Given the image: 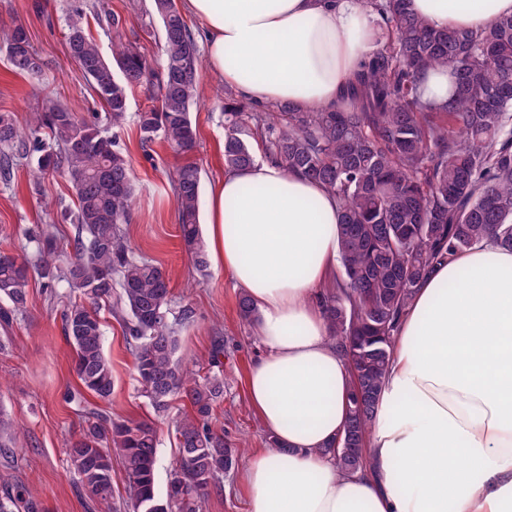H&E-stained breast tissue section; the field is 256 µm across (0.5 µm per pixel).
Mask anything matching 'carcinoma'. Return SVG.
<instances>
[{"label":"carcinoma","mask_w":512,"mask_h":512,"mask_svg":"<svg viewBox=\"0 0 512 512\" xmlns=\"http://www.w3.org/2000/svg\"><path fill=\"white\" fill-rule=\"evenodd\" d=\"M379 17L384 40L370 55L348 94L352 105L307 112L272 105L251 112L224 105V167L250 165L243 138L250 122L265 132L267 155L286 169L320 182L340 203V274L319 296L331 341L355 383L349 396L347 448H327L337 469L354 473L370 463L366 448L378 400L394 354L397 331L413 295L435 269L482 242L512 250V15L480 30L435 27L415 14L410 0H364ZM145 16L158 19L164 62L155 67L136 43L123 40L121 18L113 30L112 56L103 55L86 30L83 5L67 19L71 59L104 105L89 120L48 99L27 130L0 112V180L13 177V158L31 161L36 179L59 172L74 190L75 210L60 218L75 225L66 267L55 266L49 227L28 234L40 257L45 286H63L82 301L67 305L63 331L75 352L82 386L105 399L112 366L104 351L100 310L119 289L142 396L155 415L173 398L190 410L177 421V457L167 494L156 490L157 426L153 418L89 412L68 454L84 494L99 512H112L113 461L127 478V512H202L204 496L220 487L238 463L239 449L213 423L224 399V377L205 380L178 358V329L196 320L187 302L174 309L166 273L137 257L121 233L129 218L135 182L129 156L116 142L128 110V93L154 88L156 105L139 113L141 145L163 141L180 153L196 144L190 108L198 94L199 51L175 0H151ZM11 70L40 80L42 58L22 25L4 41ZM447 69L455 84L448 104L424 99L421 76ZM180 238L202 275L209 268L200 224L201 169L191 161L172 174ZM28 261L0 253V320L8 323L28 300ZM0 512H37L27 487L0 496Z\"/></svg>","instance_id":"carcinoma-1"}]
</instances>
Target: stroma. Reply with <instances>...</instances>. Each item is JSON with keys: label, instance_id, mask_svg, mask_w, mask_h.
Masks as SVG:
<instances>
[{"label": "stroma", "instance_id": "obj_1", "mask_svg": "<svg viewBox=\"0 0 512 512\" xmlns=\"http://www.w3.org/2000/svg\"><path fill=\"white\" fill-rule=\"evenodd\" d=\"M0 0V23L23 25L31 42L47 63L42 81L14 74L4 50L0 49V112L12 113L18 127L27 129L36 109L57 98L80 115L100 111L101 106L66 48V17L75 0ZM88 9L92 35L103 52L112 48V31L99 23L98 15L114 13L126 21L124 38L137 42L154 61L163 59L160 25L144 27L142 14L149 0H82ZM200 99L191 107L197 142L190 155L175 152L167 144L150 149L140 144L137 114L152 106L146 88L129 95L127 119L118 132L120 147L133 164L136 193L129 220L122 231L135 255L151 260L166 271L175 302H191L197 310L194 324L181 327L178 357L199 375L210 369L214 344L224 346V400L215 411L224 437L243 443L240 457L224 477L220 490L211 491L203 512H249L241 473L249 452L265 447L269 437L247 398L246 377L251 364L263 352L256 326L244 323L237 313L240 290L230 273L210 267L207 276L195 271L178 233V215L169 179L183 160L196 161L201 168V204L225 173L221 146L224 142L226 87L207 71L199 73ZM10 185L0 184V252L36 262L26 241L29 228L47 223L46 203L74 208L72 187L61 174L35 181L31 163L15 159ZM69 303L64 289L45 287L31 275L25 311L12 321L0 322V417L13 435L11 447L0 448V491L23 485L31 489L38 512H97L85 497L70 465L68 444L79 434L86 413L99 409L109 415L147 416L151 410L137 393L134 360L125 335L121 313L116 307L102 310L106 333L104 348L112 365V395L102 401L85 393L74 371V352L66 340L61 313ZM186 406L174 400L168 416L158 419L156 488L165 494L170 471L177 456L173 427L175 417Z\"/></svg>", "mask_w": 512, "mask_h": 512}]
</instances>
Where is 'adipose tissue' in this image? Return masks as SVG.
<instances>
[{
  "label": "adipose tissue",
  "mask_w": 512,
  "mask_h": 512,
  "mask_svg": "<svg viewBox=\"0 0 512 512\" xmlns=\"http://www.w3.org/2000/svg\"><path fill=\"white\" fill-rule=\"evenodd\" d=\"M442 28L478 30L512 0H411ZM205 68L254 104L349 105L383 30L363 0H183ZM340 206L274 160L210 192L207 251L255 308L263 353L248 400L278 448L255 452L249 512H512V251L477 245L418 289L396 339L367 472L341 476L325 448L348 418L353 377L318 297L336 273Z\"/></svg>",
  "instance_id": "obj_1"
}]
</instances>
